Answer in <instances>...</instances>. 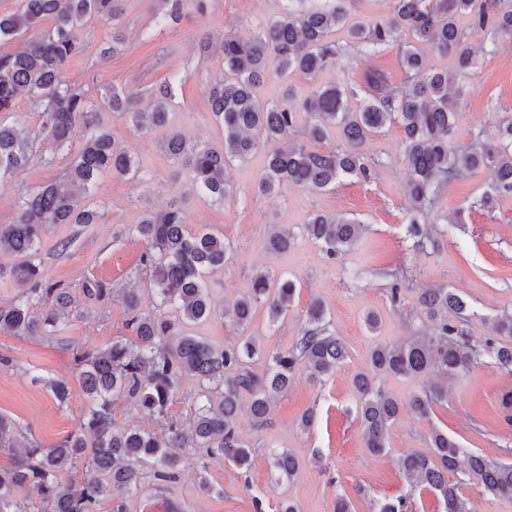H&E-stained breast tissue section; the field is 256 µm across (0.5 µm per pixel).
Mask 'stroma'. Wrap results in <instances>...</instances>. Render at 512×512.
<instances>
[{
  "label": "stroma",
  "instance_id": "obj_1",
  "mask_svg": "<svg viewBox=\"0 0 512 512\" xmlns=\"http://www.w3.org/2000/svg\"><path fill=\"white\" fill-rule=\"evenodd\" d=\"M155 9L154 0H126L122 51L105 60L93 52L77 56L66 76L75 82H92V92L98 95L106 86L144 88L173 73L187 72L175 98L173 125L188 140L223 148L224 129L200 93L201 82L219 74L222 60L215 52L202 55L198 43L205 34L215 43L228 33L251 37L259 26L280 15L282 2L210 0L205 23L183 19L155 31L147 43L141 33ZM471 41L480 45L481 52L458 101L456 136L462 143L479 131L496 133L506 120V113L489 111L491 100L512 105V37L502 35L492 41L478 33ZM369 70L381 71L391 84L400 83L399 45L372 56L348 50L334 67L314 78L299 72L271 76L258 87L257 96L265 103L279 100L287 85L304 95L348 77L360 79ZM99 118L117 143L139 159L140 173L135 179L104 174L98 189L82 201L100 213V223L49 226L33 257L45 281L68 288L84 315L63 322L52 338L0 333V355L10 359L9 364L0 365V413L15 420L21 444L53 446L85 417L89 398L76 372L75 353L129 337L120 291L138 289L143 311H153L155 295L139 276L145 243L135 226L146 212L165 208L174 199L190 228L207 226L233 248L231 262L207 279L217 312L192 325V334L217 348L236 343L240 332L224 312L249 293L256 270L267 266L296 280L300 288L284 320L271 322L266 308L256 309L249 332L259 339L264 352L291 347L305 326L309 303L318 299L326 305L349 356L321 384L310 381L306 371L297 372L288 393L278 397L265 421H257L248 404H241L235 425L255 450L249 468L218 459L203 472L195 461H188L175 482L149 485L129 497L128 512H166L171 506L180 512H278L284 500L291 501L297 512H336V500L342 495L350 500L352 512H373L374 502L409 492L401 457L409 451L430 453L429 434L434 427L448 431L463 447L512 462V421L506 420L499 401L503 389H512V370L492 357H483L449 383L447 400L435 406L429 419L400 415L379 455L365 446L356 416L359 395L353 386L357 373L370 371V354L376 346L430 332V322L417 308L423 289L442 286L467 300L473 314L466 330L476 341L489 336L492 319L512 309V194L497 196L489 213L474 205L492 187L490 171L461 174L442 188L431 215L437 231L426 249L419 251L406 233L409 201L399 126L387 127L365 141L364 152L379 162L371 181L347 178L323 193L285 183L273 194L260 195L254 186L265 156L258 152L229 167L228 177L237 194L219 203L192 193L186 176L176 173L161 148L165 129L138 136L120 114L106 109ZM41 151V158L20 178L0 181V224L12 223L20 190L59 178L62 163H43L53 153L51 142L43 141ZM318 212L346 214L368 230L354 249L340 258H327L320 244L302 233L303 225ZM456 214L462 215V223H450V216ZM275 225L290 229L295 240L287 253L272 257L264 252L263 243ZM62 240L68 241V249H59ZM384 267H400L409 275L410 286L403 290L400 304L390 299V281L380 273ZM98 283L116 290V297L101 301L89 296L88 288ZM370 313L378 318L373 331L365 323ZM40 375L69 381L70 398L65 405H58L49 389L37 383ZM309 409L315 410L317 419L307 429L301 417ZM282 451L296 455L301 465L294 477L279 480L272 456ZM203 476L211 492L201 490Z\"/></svg>",
  "mask_w": 512,
  "mask_h": 512
}]
</instances>
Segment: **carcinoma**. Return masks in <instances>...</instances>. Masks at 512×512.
Here are the masks:
<instances>
[{
  "mask_svg": "<svg viewBox=\"0 0 512 512\" xmlns=\"http://www.w3.org/2000/svg\"><path fill=\"white\" fill-rule=\"evenodd\" d=\"M124 0H19L16 10L0 13V43L16 44L0 54V112L14 113V120L0 119V177L18 176L36 156L41 137L47 135L57 149L82 135L83 146L66 158L62 177L50 184L18 193L17 215L11 224H0V248L21 261L6 268L0 278L12 279L23 288L18 299L0 306V333L16 336H52L61 319L81 314L72 310L70 293L44 282L39 268L28 257L35 254L52 224H96L100 215L80 205L79 194L97 187L107 170L118 177L136 178L139 165L115 139L101 128L91 106L89 85L72 82L65 70L72 58L87 53L91 45L78 32L92 21L112 25V42L97 45L105 59L121 50ZM152 24L164 28L180 23L193 13L205 17L209 0H155ZM347 0H284L280 16L254 38L244 41L232 35L221 43V73L201 84L212 115L224 127V149L192 143L180 132L170 131L162 146L167 157L190 173L192 189L204 198L222 202L236 194L226 171L259 148L266 165L257 188L272 192L282 182L295 183L311 192L324 191L345 176L365 182L375 176L378 161L361 147L367 137L391 125L402 128V162L406 170L410 202L408 233L417 248L431 240L427 215L448 180L462 173L489 168L495 182L476 206L491 210L497 194L512 193V122L494 135L478 132L472 141L455 140L457 100L463 93L461 78L475 68L477 51L470 34L512 36V0H392V14L367 24L350 16ZM465 18L461 25L459 18ZM347 34V48L376 53L408 35L414 44L400 51L404 81L389 83L377 71L364 73L362 81L320 86L300 96L288 89L277 102L261 103L256 89L264 81L270 62L281 73L314 76L336 65L344 51L330 35ZM452 52L456 68L437 71L428 65L418 45ZM184 77L177 73L150 88L152 106L139 107L143 91L112 86L105 92L108 108L123 115L140 135L169 124L175 86ZM28 97L30 111L41 117V130L18 128L16 99ZM306 116L305 136L320 142L334 131L343 145L330 151L311 150L306 144H281L299 117ZM366 226L343 214L314 215L302 232L321 244L329 258H338L360 240ZM136 231L146 250L141 265L155 291V311L141 310L134 291L121 295L127 309V326L133 340H115L77 357V373L93 405L79 426L51 448L31 445L15 456L13 464L0 468V512H127L126 500L140 492L146 481L172 482L190 450L202 470L212 459H227L239 469L251 464L254 450L238 436L234 418L247 397L258 419H265L272 400L288 391L299 364L315 382L333 375L347 357L345 343L331 329L322 302H310L306 326L286 351L263 354L251 335L217 349L188 331L194 322L210 317L215 308L206 288L208 275L224 268L231 258L224 238L208 228H187L184 212L176 203L165 210L148 211ZM294 235L276 229L266 238L265 252L288 251ZM391 278L392 303L401 302L406 276L400 268H385ZM298 285L288 276L259 271L250 293L238 299L231 320L241 330L250 324L259 306L267 307L271 322L288 315ZM418 305L432 324L431 333L395 345H379L370 355L377 374L409 377L430 375L423 390L402 403L373 384L361 372L354 378L360 395L358 417L365 445L373 453L386 448L389 426L406 412L430 418L435 405L448 397V381L469 371L484 356L503 366L512 365V347L499 344L498 336L512 338V311L491 322V335L475 342L469 338L462 314L467 302L445 288H425ZM40 309L34 315V309ZM457 319H448V312ZM265 357L266 372L248 368L256 357ZM199 380L200 391L187 399L195 407L189 430L168 416L184 375ZM63 405L70 384L60 378L35 377ZM127 402L155 417L161 434L141 428H117L112 405ZM18 426L0 414V449L14 447ZM432 454L407 453L402 469L410 489L431 490L440 497L443 512H470L460 485L448 482V473L464 470L469 480L494 495L512 497V463L489 459L461 445L448 432L433 428ZM85 466L79 483L68 477L78 462ZM300 461L292 453L274 455L278 475L292 477ZM410 495L379 504L378 512H408Z\"/></svg>",
  "mask_w": 512,
  "mask_h": 512,
  "instance_id": "obj_1",
  "label": "carcinoma"
}]
</instances>
